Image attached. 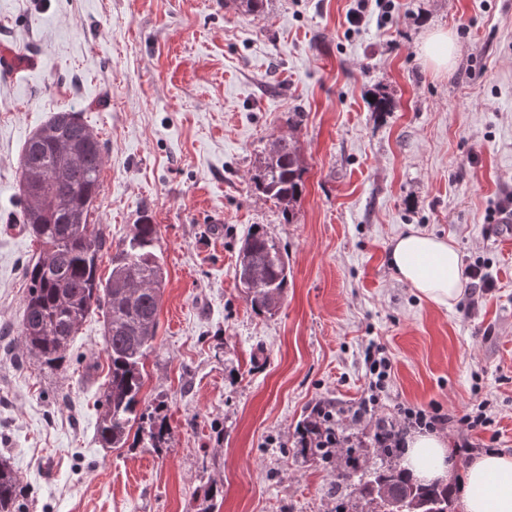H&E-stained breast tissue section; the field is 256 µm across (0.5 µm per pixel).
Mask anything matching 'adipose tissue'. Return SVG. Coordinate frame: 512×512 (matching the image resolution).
<instances>
[{
    "instance_id": "adipose-tissue-1",
    "label": "adipose tissue",
    "mask_w": 512,
    "mask_h": 512,
    "mask_svg": "<svg viewBox=\"0 0 512 512\" xmlns=\"http://www.w3.org/2000/svg\"><path fill=\"white\" fill-rule=\"evenodd\" d=\"M399 279L427 301L449 307L462 292L459 255L454 245L419 230L399 236L391 253ZM403 466L417 481H447L452 468L448 444L432 433L407 443ZM462 512H512V456L488 452L467 463L459 483Z\"/></svg>"
}]
</instances>
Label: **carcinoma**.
<instances>
[{"label": "carcinoma", "instance_id": "cac0c4a2", "mask_svg": "<svg viewBox=\"0 0 512 512\" xmlns=\"http://www.w3.org/2000/svg\"><path fill=\"white\" fill-rule=\"evenodd\" d=\"M104 158V144L75 112L56 113L24 143L21 223L41 252L23 268L27 294L20 336L26 355L42 369L65 372L73 336L91 312L103 310L109 371L96 439L103 448H123L134 425L146 424L143 447L155 448L168 429L142 404L141 393L165 285L159 229L142 217L116 247L108 279L100 278L98 260L107 239L89 218L101 192ZM305 173L298 149L282 137L252 182L290 216L305 188ZM251 271L261 280L258 288L249 287ZM234 278L253 311L272 315L278 310L288 287L287 252L258 224L242 240ZM342 477L365 512H455L451 482H414L388 451L370 468L348 459ZM29 493L1 456L0 512H29Z\"/></svg>", "mask_w": 512, "mask_h": 512}]
</instances>
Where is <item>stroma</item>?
I'll use <instances>...</instances> for the list:
<instances>
[{"label": "stroma", "instance_id": "stroma-1", "mask_svg": "<svg viewBox=\"0 0 512 512\" xmlns=\"http://www.w3.org/2000/svg\"><path fill=\"white\" fill-rule=\"evenodd\" d=\"M356 6L0 0V44L38 61L0 76V454L33 489L29 512H336L349 451L303 457L298 427L331 404L361 465L380 460L370 422L351 421L372 341L393 366L378 416L402 404L450 415L451 482L473 454H512V245L488 231L512 200V0H390L355 26ZM439 29L458 47L446 70L421 54ZM378 94L392 111L371 110ZM64 110L105 144L90 221L110 247L142 216L159 226L166 280L142 391L169 428L158 450L95 439L102 311L67 372L21 359L22 268L39 247L14 222L20 152ZM280 137L307 168L289 222L251 183ZM256 224L288 254L271 316L234 280ZM411 228L451 240L462 264L488 263L496 288L449 309L420 298L390 265ZM476 405L490 424L469 433L459 419Z\"/></svg>", "mask_w": 512, "mask_h": 512}]
</instances>
